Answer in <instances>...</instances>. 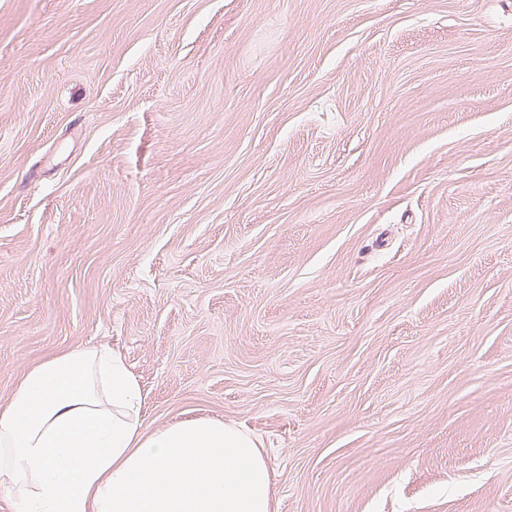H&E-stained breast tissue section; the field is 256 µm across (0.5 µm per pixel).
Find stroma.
Wrapping results in <instances>:
<instances>
[{
  "mask_svg": "<svg viewBox=\"0 0 512 512\" xmlns=\"http://www.w3.org/2000/svg\"><path fill=\"white\" fill-rule=\"evenodd\" d=\"M98 345L277 512H512V0H0V404Z\"/></svg>",
  "mask_w": 512,
  "mask_h": 512,
  "instance_id": "obj_1",
  "label": "stroma"
}]
</instances>
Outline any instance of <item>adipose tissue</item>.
<instances>
[{"label": "adipose tissue", "instance_id": "1", "mask_svg": "<svg viewBox=\"0 0 512 512\" xmlns=\"http://www.w3.org/2000/svg\"><path fill=\"white\" fill-rule=\"evenodd\" d=\"M146 396L107 346L49 357L0 406L11 512H276L266 452L235 423L148 430Z\"/></svg>", "mask_w": 512, "mask_h": 512}]
</instances>
